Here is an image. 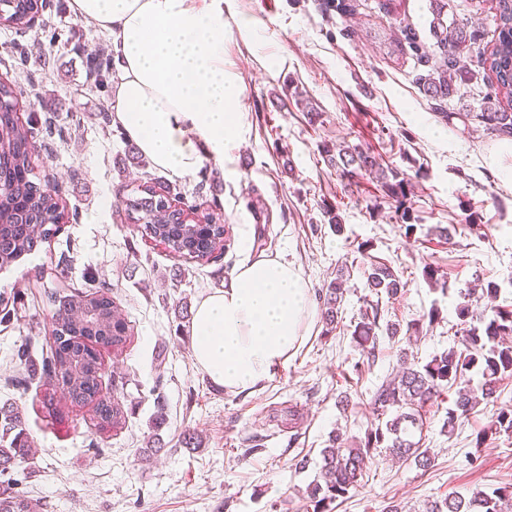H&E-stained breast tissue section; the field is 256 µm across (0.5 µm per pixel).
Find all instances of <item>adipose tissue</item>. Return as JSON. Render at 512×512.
Returning <instances> with one entry per match:
<instances>
[{"instance_id": "adipose-tissue-1", "label": "adipose tissue", "mask_w": 512, "mask_h": 512, "mask_svg": "<svg viewBox=\"0 0 512 512\" xmlns=\"http://www.w3.org/2000/svg\"><path fill=\"white\" fill-rule=\"evenodd\" d=\"M223 0H70L111 33L115 120L139 152L176 176L220 166L240 132L241 90L224 67ZM300 273L279 256L241 264L191 321L195 364L225 391L254 387L297 353L314 320Z\"/></svg>"}]
</instances>
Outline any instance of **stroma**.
I'll use <instances>...</instances> for the list:
<instances>
[{"label": "stroma", "instance_id": "35a3bbf8", "mask_svg": "<svg viewBox=\"0 0 512 512\" xmlns=\"http://www.w3.org/2000/svg\"><path fill=\"white\" fill-rule=\"evenodd\" d=\"M352 3L341 15L325 0H224V61L242 88L243 143L223 169L205 164L182 177L141 157L109 118L118 73L99 87L90 74L93 60L114 59L109 32L75 17L67 0H46L26 31L0 26V81L15 90L20 122L33 127L31 178L54 184L65 208L50 242L0 269V409L19 415L31 441L18 488L45 512H305L330 435L360 438L374 425L373 395L400 354L424 362L455 345L457 310L475 284L497 283L498 304L512 308V137L461 118L481 111L488 84L472 81L443 103L428 99L419 81L440 62L430 0ZM495 5L448 0L449 15L482 31L470 52L475 72L494 38ZM339 144L412 180V193L395 204L368 175L346 188L322 152ZM152 178L178 184L183 206L222 215L230 230L223 254L185 262L141 236L121 201ZM327 202L337 205L342 232L331 228ZM275 255L314 294V323L268 378L225 392L194 362L195 304L242 262ZM380 261L405 285L382 299L385 319L404 324L435 308L440 321L411 344L380 336L370 358L352 331L370 294L366 272ZM428 265L446 288L424 278ZM340 270L347 292L329 333L317 294ZM93 279L111 285L134 330L121 356H104L103 389L128 411L125 428L107 438L86 412L45 405V386L24 380L17 358L22 341L39 348L49 338L45 288L80 292ZM453 405L447 396L423 411L433 468L376 454L333 512H386L394 503L422 512L451 493L512 483V439L476 441L492 413L512 411V378L446 433ZM188 431L199 446L185 444Z\"/></svg>", "mask_w": 512, "mask_h": 512}]
</instances>
